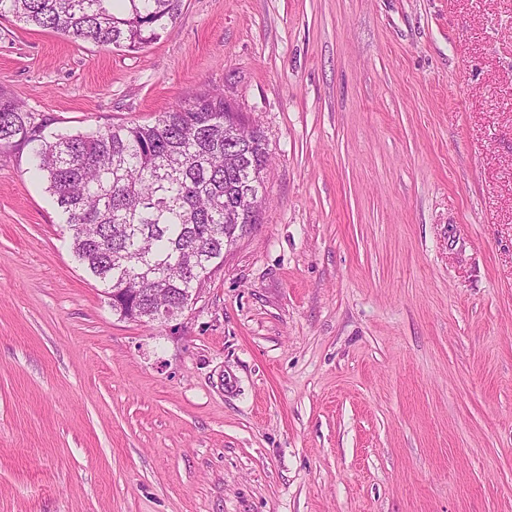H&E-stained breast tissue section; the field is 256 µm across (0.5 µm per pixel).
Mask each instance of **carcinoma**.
Listing matches in <instances>:
<instances>
[{
    "label": "carcinoma",
    "mask_w": 512,
    "mask_h": 512,
    "mask_svg": "<svg viewBox=\"0 0 512 512\" xmlns=\"http://www.w3.org/2000/svg\"><path fill=\"white\" fill-rule=\"evenodd\" d=\"M181 0H0V18L104 48L159 39ZM224 93L178 102L154 122L58 133L54 119L0 94V148H29L34 173L64 218L77 261L106 297H127L123 318L150 323L200 288L256 223L269 157H250L225 121Z\"/></svg>",
    "instance_id": "cac0c4a2"
}]
</instances>
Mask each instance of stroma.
Here are the masks:
<instances>
[{
  "mask_svg": "<svg viewBox=\"0 0 512 512\" xmlns=\"http://www.w3.org/2000/svg\"><path fill=\"white\" fill-rule=\"evenodd\" d=\"M208 90L266 202L174 326L0 149V512H512V0H182L134 51L0 19L57 129Z\"/></svg>",
  "mask_w": 512,
  "mask_h": 512,
  "instance_id": "1",
  "label": "stroma"
}]
</instances>
